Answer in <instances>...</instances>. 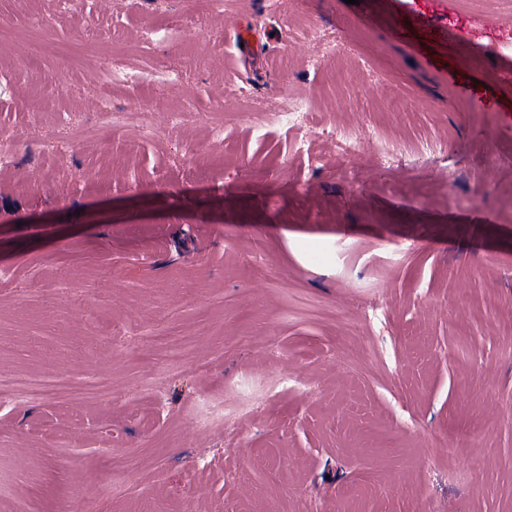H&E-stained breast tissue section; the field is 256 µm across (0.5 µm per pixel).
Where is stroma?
I'll return each instance as SVG.
<instances>
[{"mask_svg": "<svg viewBox=\"0 0 512 512\" xmlns=\"http://www.w3.org/2000/svg\"><path fill=\"white\" fill-rule=\"evenodd\" d=\"M199 12L0 0V373L105 383L0 416V512H512V0ZM297 96L361 152L259 137L256 104ZM101 97L146 104L150 137L45 139ZM244 380L231 433L193 427Z\"/></svg>", "mask_w": 512, "mask_h": 512, "instance_id": "obj_1", "label": "stroma"}]
</instances>
